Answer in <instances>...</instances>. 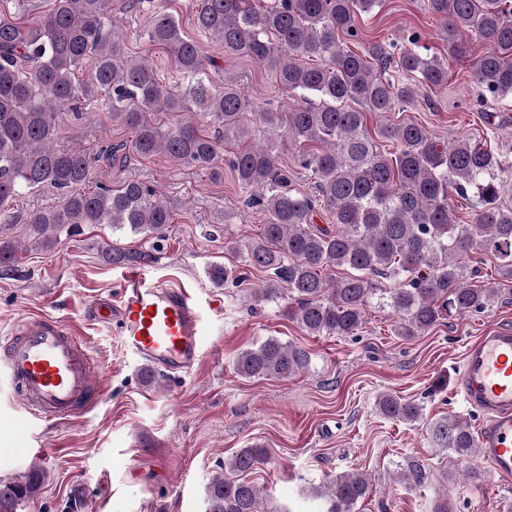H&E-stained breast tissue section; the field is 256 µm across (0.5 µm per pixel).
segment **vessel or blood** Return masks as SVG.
Instances as JSON below:
<instances>
[{
    "instance_id": "vessel-or-blood-1",
    "label": "vessel or blood",
    "mask_w": 512,
    "mask_h": 512,
    "mask_svg": "<svg viewBox=\"0 0 512 512\" xmlns=\"http://www.w3.org/2000/svg\"><path fill=\"white\" fill-rule=\"evenodd\" d=\"M91 316L115 324L124 347L156 374L190 372L201 358L203 329L194 294L125 275L119 301L99 296ZM0 377L36 420H65L106 398L86 348L54 318L17 326L0 351ZM463 400L483 415L476 446L481 459L512 476V329L488 328L465 349L459 375Z\"/></svg>"
}]
</instances>
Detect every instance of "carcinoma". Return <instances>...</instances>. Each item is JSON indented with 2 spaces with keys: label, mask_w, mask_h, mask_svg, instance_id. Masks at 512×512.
<instances>
[{
  "label": "carcinoma",
  "mask_w": 512,
  "mask_h": 512,
  "mask_svg": "<svg viewBox=\"0 0 512 512\" xmlns=\"http://www.w3.org/2000/svg\"><path fill=\"white\" fill-rule=\"evenodd\" d=\"M146 7L141 36L164 50L180 79L160 81L145 58L127 55L119 20L107 25L112 0H54V7L22 25L0 16V205L27 189L50 186L59 204L24 217L0 213L3 224L23 221L45 250L58 234H75L83 224L129 227L163 241L178 203L162 200L138 179L92 187V159L79 149L54 146L59 118L79 112L102 95L112 103V119L133 130V140L106 151L114 168L136 155L169 158L208 171L213 179L229 165L245 203L268 214L259 235L245 247V266L264 274L256 296L272 301L288 293V316L315 336H355L374 306L398 315L397 335L420 336L444 321L482 313L503 288H512V206L502 202V174L512 155L487 141L462 137L446 144L414 121L392 123L388 114L412 102L416 87L448 86V63L407 44L375 41L356 53L345 45L359 37L358 16L381 0H199L194 22L220 42L227 55H245L273 70L275 79L300 104L286 111L255 105L240 87L214 90L200 45L178 20L153 0ZM442 17L448 53H467L474 34L488 50L472 63L482 99L512 95V0H424ZM314 61L312 65L300 59ZM188 111L193 118L172 129L161 112ZM379 117L368 128L366 113ZM252 115L266 143L250 141L246 115ZM296 148L294 164L311 173L313 191L291 188L294 171L282 164L278 144ZM396 145L381 149L377 141ZM471 202L473 218L461 224L448 194ZM329 215L336 230L316 224ZM498 260V277L478 280L473 255ZM113 265L151 258L139 250L109 247ZM344 270L337 277L333 269ZM309 351L268 337L239 353L237 374L248 379H288L308 371ZM383 416L417 421L422 408L390 393L377 397ZM439 451L466 467L458 473L476 479L468 467L477 453L469 421L445 415L432 423ZM269 460L263 448H241L212 477L205 490V512H259L264 489L246 476ZM425 468L412 462L400 471L409 486L425 483ZM46 473L37 468L0 479V512H16L42 488ZM373 493L368 474L336 475L315 490L327 512H353Z\"/></svg>",
  "instance_id": "cac0c4a2"
}]
</instances>
